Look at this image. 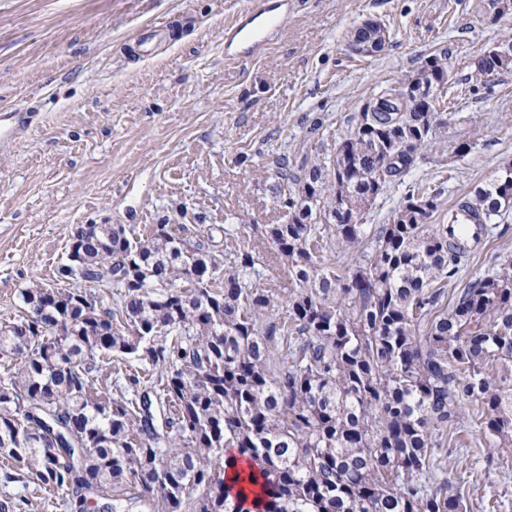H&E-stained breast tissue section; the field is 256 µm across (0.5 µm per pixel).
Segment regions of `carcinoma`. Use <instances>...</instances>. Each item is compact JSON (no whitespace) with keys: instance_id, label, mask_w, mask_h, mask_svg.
I'll list each match as a JSON object with an SVG mask.
<instances>
[{"instance_id":"cac0c4a2","label":"carcinoma","mask_w":512,"mask_h":512,"mask_svg":"<svg viewBox=\"0 0 512 512\" xmlns=\"http://www.w3.org/2000/svg\"><path fill=\"white\" fill-rule=\"evenodd\" d=\"M379 51L381 24L351 31ZM496 45L464 92L491 91L512 72ZM448 54L380 89L375 112L327 152L322 121L313 159L275 160L270 186L280 224L253 226L225 269L212 231L191 237L155 224L131 239L96 224L66 255L81 271L69 288L37 283L27 313L0 331V456L28 481L62 493L65 512L135 501L147 512H471L455 475L466 436L512 446V258L448 298L468 251L449 236L453 210L491 224L512 208V166L443 212V193L418 184L387 224L368 206L399 185L422 152L446 96L392 103L407 83L448 84ZM288 271L286 315L261 286L272 263ZM91 283L85 288L81 283ZM110 288L113 300L95 288ZM160 369L124 374L114 397L99 378L112 354ZM254 489L231 497L225 453ZM201 489L192 498L187 490Z\"/></svg>"}]
</instances>
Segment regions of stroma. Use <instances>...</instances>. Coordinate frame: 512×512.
I'll list each match as a JSON object with an SVG mask.
<instances>
[{
  "label": "stroma",
  "mask_w": 512,
  "mask_h": 512,
  "mask_svg": "<svg viewBox=\"0 0 512 512\" xmlns=\"http://www.w3.org/2000/svg\"><path fill=\"white\" fill-rule=\"evenodd\" d=\"M247 0H0V111L23 109L28 128L0 140V320L23 316V289L59 287L58 267L80 224H121L128 236L164 222L211 227L278 224L269 191L274 159L315 154L307 130L322 119L339 138L366 100L447 52L453 81L512 34L490 0H288L278 35L252 60L224 56V30ZM386 31L381 52L348 45L365 19ZM158 34L152 54L141 35ZM490 96L452 101L436 138L406 176L369 208L387 223L407 186H443L448 200L512 164V73ZM469 143L465 156L455 154ZM449 293L512 252V210L496 219ZM501 451L474 438L463 472L469 500L512 512Z\"/></svg>",
  "instance_id": "stroma-1"
}]
</instances>
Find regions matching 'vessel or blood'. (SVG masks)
Wrapping results in <instances>:
<instances>
[{"mask_svg":"<svg viewBox=\"0 0 512 512\" xmlns=\"http://www.w3.org/2000/svg\"><path fill=\"white\" fill-rule=\"evenodd\" d=\"M282 18L272 10L270 0H250L241 18L224 33L226 55L242 58L270 42L281 26Z\"/></svg>","mask_w":512,"mask_h":512,"instance_id":"b4317fda","label":"vessel or blood"}]
</instances>
